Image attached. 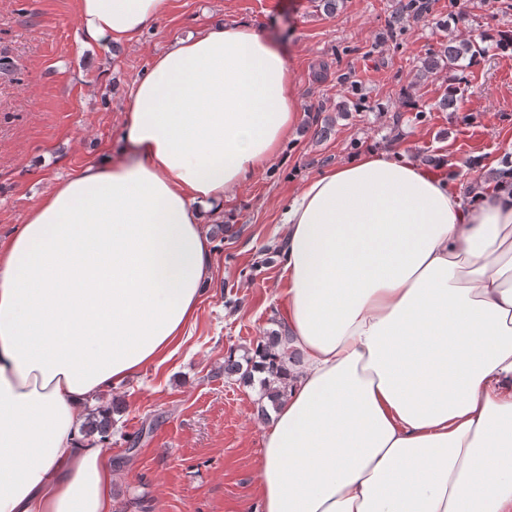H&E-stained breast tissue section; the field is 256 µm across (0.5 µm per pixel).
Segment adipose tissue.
Wrapping results in <instances>:
<instances>
[{"mask_svg": "<svg viewBox=\"0 0 512 512\" xmlns=\"http://www.w3.org/2000/svg\"><path fill=\"white\" fill-rule=\"evenodd\" d=\"M168 0H77L134 40ZM301 103L246 21L175 40L130 91L117 158L57 181L0 241V512H112L87 408L163 363L212 276L210 220ZM288 335L260 512H512V187L468 201L403 152L308 180L283 217Z\"/></svg>", "mask_w": 512, "mask_h": 512, "instance_id": "adipose-tissue-1", "label": "adipose tissue"}]
</instances>
